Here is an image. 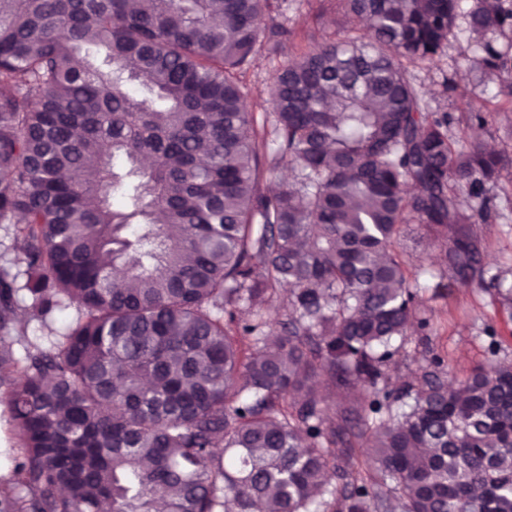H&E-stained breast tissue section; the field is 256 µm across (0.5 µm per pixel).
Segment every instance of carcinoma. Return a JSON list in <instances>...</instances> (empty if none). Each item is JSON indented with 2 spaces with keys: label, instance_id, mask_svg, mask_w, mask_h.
I'll return each instance as SVG.
<instances>
[{
  "label": "carcinoma",
  "instance_id": "carcinoma-1",
  "mask_svg": "<svg viewBox=\"0 0 512 512\" xmlns=\"http://www.w3.org/2000/svg\"><path fill=\"white\" fill-rule=\"evenodd\" d=\"M285 2L0 0V370L18 372L3 402L26 490L1 489L0 512H387L390 493L512 512V362L493 348L453 385L430 349L418 386L385 372L415 315L403 225L436 233L455 281L512 299L473 231L512 155L457 146L408 70L444 52L458 0H341L352 24L303 51ZM503 2L467 24L473 63L512 74L487 39L512 32ZM259 52L284 61L258 127L241 76ZM279 168L291 181L265 191ZM21 301L52 339L18 357ZM321 377L361 386L354 417L326 418Z\"/></svg>",
  "mask_w": 512,
  "mask_h": 512
}]
</instances>
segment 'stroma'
Returning <instances> with one entry per match:
<instances>
[{
	"label": "stroma",
	"instance_id": "35a3bbf8",
	"mask_svg": "<svg viewBox=\"0 0 512 512\" xmlns=\"http://www.w3.org/2000/svg\"><path fill=\"white\" fill-rule=\"evenodd\" d=\"M346 21L339 0H288L285 23L303 46L314 48L334 38ZM478 53L476 39L461 20L435 63L413 67L412 74L432 110L452 116L449 133L456 140H468L467 117L472 108L501 104L482 137L512 151V108L505 104L499 76L470 65V57ZM448 80L456 83V90L445 89ZM489 195L495 204L492 221L475 227L483 245L481 263L488 274L501 275L512 286V181L500 182ZM396 249L417 290L415 313L429 317L432 330L426 336L415 332L407 336L388 369L392 382L417 383L427 369L425 355L430 347L445 360L444 379H465L487 363L491 328L497 332L501 358L512 360V306L491 292L448 278L442 263L444 249L422 225H405Z\"/></svg>",
	"mask_w": 512,
	"mask_h": 512
}]
</instances>
